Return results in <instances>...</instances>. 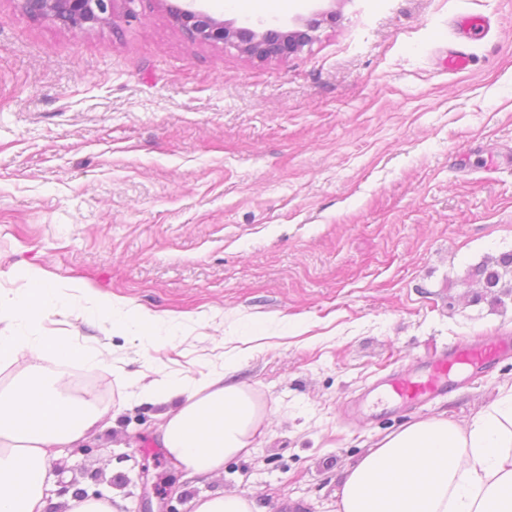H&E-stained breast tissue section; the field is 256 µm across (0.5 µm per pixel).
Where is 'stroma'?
I'll return each instance as SVG.
<instances>
[{
  "label": "stroma",
  "mask_w": 512,
  "mask_h": 512,
  "mask_svg": "<svg viewBox=\"0 0 512 512\" xmlns=\"http://www.w3.org/2000/svg\"><path fill=\"white\" fill-rule=\"evenodd\" d=\"M329 8L312 43L261 61L190 37L167 0H118L81 31L0 0V290L35 266L167 318L157 341L133 321L114 332L72 296L46 320L107 348L89 391L113 427L62 464L107 460L123 512L164 407L124 400L117 367H234L269 424L223 477L179 490L244 493L258 512H335L347 467L384 436L468 421L512 386L500 358L446 396L346 414L393 369L512 336V297L461 283L512 252V0ZM460 14L491 29L451 72Z\"/></svg>",
  "instance_id": "35a3bbf8"
}]
</instances>
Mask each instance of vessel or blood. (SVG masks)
Segmentation results:
<instances>
[{"mask_svg": "<svg viewBox=\"0 0 512 512\" xmlns=\"http://www.w3.org/2000/svg\"><path fill=\"white\" fill-rule=\"evenodd\" d=\"M489 26V21L467 14L458 15L452 21L456 33L467 40L476 39ZM511 352L512 343L507 341H493L482 346L463 343L452 352L430 358L415 371L393 373L374 386L373 391L394 403H422L447 394L453 375L464 371L469 378L480 377L490 360Z\"/></svg>", "mask_w": 512, "mask_h": 512, "instance_id": "obj_1", "label": "vessel or blood"}]
</instances>
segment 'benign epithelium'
Masks as SVG:
<instances>
[{
	"label": "benign epithelium",
	"mask_w": 512,
	"mask_h": 512,
	"mask_svg": "<svg viewBox=\"0 0 512 512\" xmlns=\"http://www.w3.org/2000/svg\"><path fill=\"white\" fill-rule=\"evenodd\" d=\"M25 12L33 18L50 19L71 29H82L108 23L118 0H21ZM198 0H183L170 6V14L178 26L190 36L204 42L222 43L237 48L249 57L282 59L301 50L312 40V32L326 19H336L329 11L306 20L289 30L269 27L257 20L235 27L209 12L196 7ZM138 480L140 495L137 512H179L181 496L176 494L180 475L168 468L164 474L154 471L148 458H143Z\"/></svg>",
	"instance_id": "1"
}]
</instances>
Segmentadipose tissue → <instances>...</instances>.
<instances>
[{
  "label": "adipose tissue",
  "instance_id": "ef3b65f1",
  "mask_svg": "<svg viewBox=\"0 0 512 512\" xmlns=\"http://www.w3.org/2000/svg\"><path fill=\"white\" fill-rule=\"evenodd\" d=\"M24 294H0V368L36 347L39 359L0 385V512H46L52 467L111 425L89 396L58 388V366L103 367L100 347L46 327L59 289L45 272L18 269ZM130 396L164 403L156 442L183 477L213 479L225 461L251 448L265 421L253 394L232 369L127 382ZM336 512H512V386L463 425L446 418L407 423L350 468Z\"/></svg>",
  "mask_w": 512,
  "mask_h": 512
}]
</instances>
